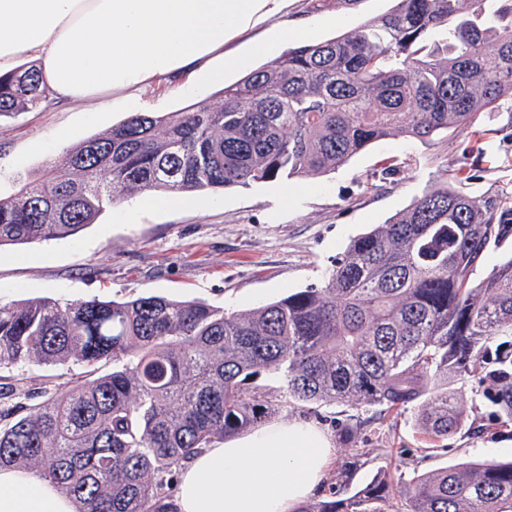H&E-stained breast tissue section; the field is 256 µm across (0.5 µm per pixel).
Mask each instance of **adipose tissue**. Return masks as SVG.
<instances>
[{"mask_svg": "<svg viewBox=\"0 0 512 512\" xmlns=\"http://www.w3.org/2000/svg\"><path fill=\"white\" fill-rule=\"evenodd\" d=\"M286 0H0V76L22 63L51 98L91 101L207 69L226 31L272 17ZM333 448L313 424L286 420L202 449L181 468L173 512H298ZM0 512H76L29 472L0 469Z\"/></svg>", "mask_w": 512, "mask_h": 512, "instance_id": "adipose-tissue-1", "label": "adipose tissue"}]
</instances>
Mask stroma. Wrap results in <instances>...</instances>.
Wrapping results in <instances>:
<instances>
[{
  "instance_id": "1",
  "label": "stroma",
  "mask_w": 512,
  "mask_h": 512,
  "mask_svg": "<svg viewBox=\"0 0 512 512\" xmlns=\"http://www.w3.org/2000/svg\"><path fill=\"white\" fill-rule=\"evenodd\" d=\"M392 6V0H288L280 19L225 34L214 64L227 55L244 64L225 73L223 83L197 72L156 81L136 102L117 91L94 103L52 101L1 118L0 197L15 193L19 177H39L63 149L106 133L130 113L163 115L202 100L219 102L224 85L281 56L289 44L333 38ZM279 20L299 28V36L272 41L269 54H256L254 44L272 40ZM463 156L471 176L457 179L453 171ZM442 182L473 197L512 196V99L433 144L388 137L325 174L198 192L177 203L160 193L126 196L75 236L0 247V301L157 295L247 312L320 284L353 238ZM79 371L70 363H30L0 369V380L51 392ZM450 390L463 422L435 440L422 433L415 403L393 411L298 405L274 419L307 421L327 433L334 454L319 492L323 498L332 491L350 497L385 470L408 482L459 463L512 460V422H497L478 378L464 376Z\"/></svg>"
}]
</instances>
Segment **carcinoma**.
Returning a JSON list of instances; mask_svg holds the SVG:
<instances>
[{"instance_id": "1", "label": "carcinoma", "mask_w": 512, "mask_h": 512, "mask_svg": "<svg viewBox=\"0 0 512 512\" xmlns=\"http://www.w3.org/2000/svg\"><path fill=\"white\" fill-rule=\"evenodd\" d=\"M384 15L291 48L224 87L222 102L134 112L67 148L0 198V247L71 237L120 197L185 195L335 170L380 139L421 143L512 98V0H394ZM47 99L35 68L0 77V116ZM512 200L433 186L352 240L322 284L245 313L158 296L0 302V368L72 362L71 385L0 404V468L49 480L78 512H166L184 460L279 408L394 410L422 400L430 438L461 425L448 383L476 374L512 421ZM112 371L100 373L101 364ZM266 374L275 385L263 384ZM512 512V461L412 482L379 474L299 512ZM510 256H512V241H509L498 248H491L485 257L483 264L473 275V280H481L494 266L500 264Z\"/></svg>"}]
</instances>
